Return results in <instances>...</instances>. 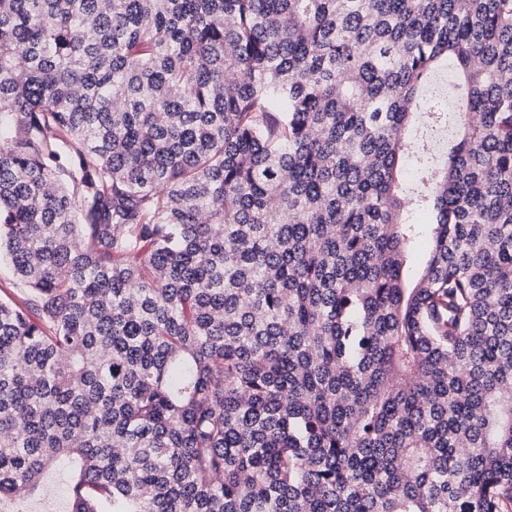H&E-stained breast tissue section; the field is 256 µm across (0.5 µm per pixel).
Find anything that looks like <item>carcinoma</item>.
<instances>
[{
	"instance_id": "1",
	"label": "carcinoma",
	"mask_w": 512,
	"mask_h": 512,
	"mask_svg": "<svg viewBox=\"0 0 512 512\" xmlns=\"http://www.w3.org/2000/svg\"><path fill=\"white\" fill-rule=\"evenodd\" d=\"M2 261L1 501L512 512V0H0ZM69 480V472L65 468L61 466H54L49 469L44 476V482L48 489H53L55 491V497L52 499L55 507L54 511H37L44 507V498L46 494H43L40 497L26 501L23 504L26 507L25 512H68Z\"/></svg>"
}]
</instances>
